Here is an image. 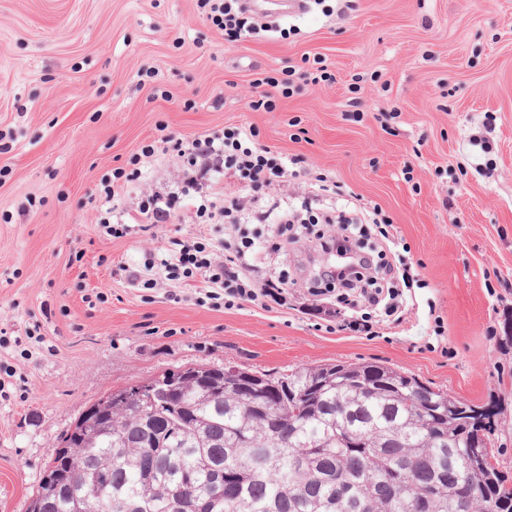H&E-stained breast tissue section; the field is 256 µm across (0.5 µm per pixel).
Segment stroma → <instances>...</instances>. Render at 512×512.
Listing matches in <instances>:
<instances>
[{"mask_svg": "<svg viewBox=\"0 0 512 512\" xmlns=\"http://www.w3.org/2000/svg\"><path fill=\"white\" fill-rule=\"evenodd\" d=\"M225 41L197 0H0V512H28L52 447L96 399L165 371L282 373L374 362L494 410L489 448L512 476V0H335ZM305 82L274 111L247 102L288 66ZM144 68L154 78L139 81ZM259 128L380 205L426 285L373 336L338 332L336 302L214 309L195 288L127 284L168 237L228 226L100 227L103 174L157 138ZM31 204L19 216L22 204ZM307 244L254 260L265 281L315 277Z\"/></svg>", "mask_w": 512, "mask_h": 512, "instance_id": "stroma-1", "label": "stroma"}]
</instances>
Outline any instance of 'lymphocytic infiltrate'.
Wrapping results in <instances>:
<instances>
[{"instance_id": "1", "label": "lymphocytic infiltrate", "mask_w": 512, "mask_h": 512, "mask_svg": "<svg viewBox=\"0 0 512 512\" xmlns=\"http://www.w3.org/2000/svg\"><path fill=\"white\" fill-rule=\"evenodd\" d=\"M208 20L231 42L259 37L268 28L250 19L243 0H198ZM159 138L141 146L125 165L112 169L100 179L104 204L130 199L115 223L107 225L108 235L125 236L131 224H173L184 217V200L195 197L198 224H264L279 226L286 242L301 235L314 239L316 248L336 253L341 262L316 278L311 295H335L351 308L379 307L395 299L394 281L400 271L385 251H365L363 239L370 230L388 237L391 220L381 207L367 206L359 194L327 174L311 171L303 156L281 157L259 141L257 127L230 124L224 130L203 133L192 139L168 134L158 124ZM171 158L182 173L168 190H146L142 184L151 162ZM325 224L340 227L339 235L322 232ZM171 254L163 259L154 277L125 268L128 282L153 288L163 281L192 279L205 288L213 307L233 308L258 297L283 302L285 285L252 280L249 257L262 254L263 246L247 235L219 244L195 238H174Z\"/></svg>"}]
</instances>
